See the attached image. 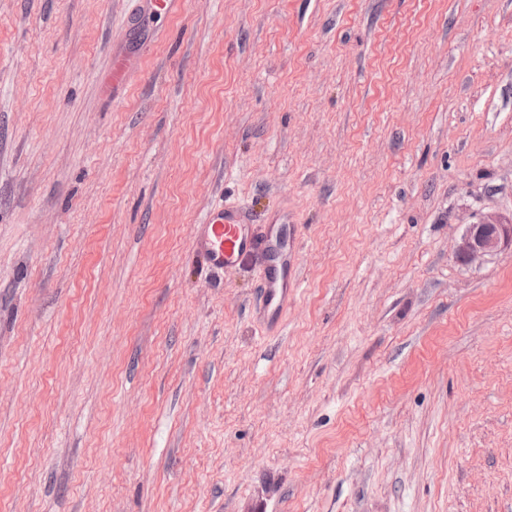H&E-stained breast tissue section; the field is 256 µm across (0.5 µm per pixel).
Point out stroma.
I'll return each instance as SVG.
<instances>
[{"instance_id": "1", "label": "stroma", "mask_w": 512, "mask_h": 512, "mask_svg": "<svg viewBox=\"0 0 512 512\" xmlns=\"http://www.w3.org/2000/svg\"><path fill=\"white\" fill-rule=\"evenodd\" d=\"M224 197L296 220L280 332ZM488 214L512 0H0V512H512ZM511 223H504L497 215H487L476 224H468L457 243L456 259L473 266L506 248L511 249Z\"/></svg>"}]
</instances>
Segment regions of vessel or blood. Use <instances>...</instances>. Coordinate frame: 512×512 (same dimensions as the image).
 <instances>
[{"label": "vessel or blood", "instance_id": "vessel-or-blood-1", "mask_svg": "<svg viewBox=\"0 0 512 512\" xmlns=\"http://www.w3.org/2000/svg\"><path fill=\"white\" fill-rule=\"evenodd\" d=\"M250 206L237 199H225L213 207L203 224L195 229L197 246L208 265L215 269L235 266L248 259L260 262L264 286L256 309L261 331H277L296 299L298 284L292 256L274 227L256 233Z\"/></svg>", "mask_w": 512, "mask_h": 512}]
</instances>
